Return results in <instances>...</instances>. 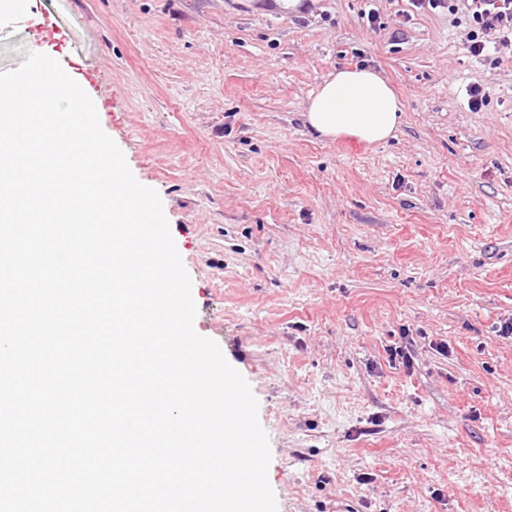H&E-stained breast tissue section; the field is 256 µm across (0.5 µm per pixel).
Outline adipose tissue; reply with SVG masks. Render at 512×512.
Wrapping results in <instances>:
<instances>
[{"instance_id": "adipose-tissue-1", "label": "adipose tissue", "mask_w": 512, "mask_h": 512, "mask_svg": "<svg viewBox=\"0 0 512 512\" xmlns=\"http://www.w3.org/2000/svg\"><path fill=\"white\" fill-rule=\"evenodd\" d=\"M305 119L321 137L349 136L377 144L396 132L402 103L375 71L345 68L322 82L306 107Z\"/></svg>"}]
</instances>
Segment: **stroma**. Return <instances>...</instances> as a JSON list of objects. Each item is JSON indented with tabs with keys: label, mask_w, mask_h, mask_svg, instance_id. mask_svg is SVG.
<instances>
[{
	"label": "stroma",
	"mask_w": 512,
	"mask_h": 512,
	"mask_svg": "<svg viewBox=\"0 0 512 512\" xmlns=\"http://www.w3.org/2000/svg\"><path fill=\"white\" fill-rule=\"evenodd\" d=\"M35 8L64 43L0 22V71L38 52L86 76L161 197L196 333L259 403L278 512H512V47L472 57L410 0ZM342 67L398 93L395 138L306 126Z\"/></svg>",
	"instance_id": "1"
}]
</instances>
